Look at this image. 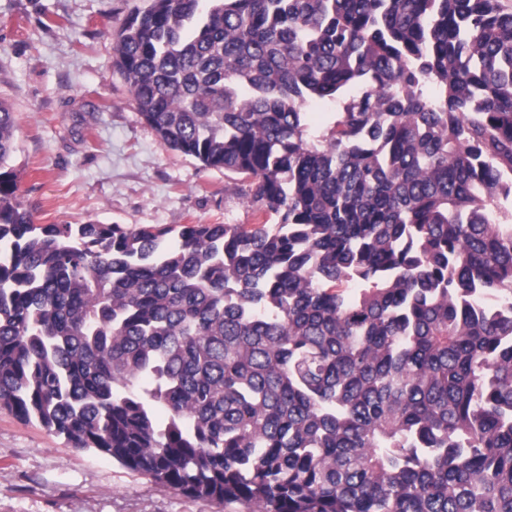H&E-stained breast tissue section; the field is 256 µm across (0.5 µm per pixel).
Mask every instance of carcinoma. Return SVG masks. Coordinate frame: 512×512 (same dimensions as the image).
Instances as JSON below:
<instances>
[{
	"instance_id": "carcinoma-1",
	"label": "carcinoma",
	"mask_w": 512,
	"mask_h": 512,
	"mask_svg": "<svg viewBox=\"0 0 512 512\" xmlns=\"http://www.w3.org/2000/svg\"><path fill=\"white\" fill-rule=\"evenodd\" d=\"M114 39L278 223L36 225L0 102V407L256 512H512V4L151 0Z\"/></svg>"
}]
</instances>
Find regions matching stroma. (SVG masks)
<instances>
[{"instance_id":"stroma-1","label":"stroma","mask_w":512,"mask_h":512,"mask_svg":"<svg viewBox=\"0 0 512 512\" xmlns=\"http://www.w3.org/2000/svg\"><path fill=\"white\" fill-rule=\"evenodd\" d=\"M150 0H0V101L15 113L9 165L38 224L276 223L232 174L170 149L113 66V35ZM186 496L0 409V512H254Z\"/></svg>"}]
</instances>
